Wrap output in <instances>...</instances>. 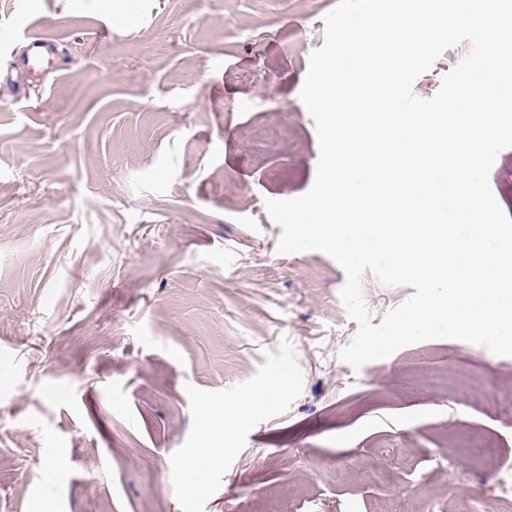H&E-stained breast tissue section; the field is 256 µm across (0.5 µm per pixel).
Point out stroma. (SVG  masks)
Listing matches in <instances>:
<instances>
[{
  "mask_svg": "<svg viewBox=\"0 0 512 512\" xmlns=\"http://www.w3.org/2000/svg\"><path fill=\"white\" fill-rule=\"evenodd\" d=\"M134 3L0 0V512H181L186 385L244 382L284 338L303 391L254 427L205 512L273 496L288 512H501L512 411L424 379L509 392L512 357L434 339L352 371L343 269L276 252L265 202L313 184L300 91L337 0ZM32 35L59 47L36 73ZM273 117L288 139L262 155L241 130ZM362 291L376 326L414 289L367 273ZM472 435L494 466L470 465Z\"/></svg>",
  "mask_w": 512,
  "mask_h": 512,
  "instance_id": "obj_1",
  "label": "stroma"
}]
</instances>
